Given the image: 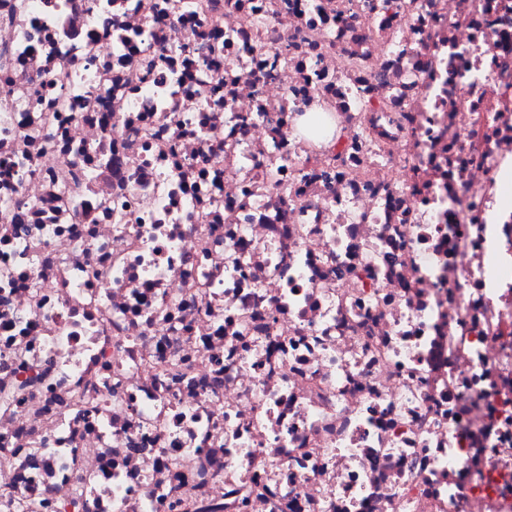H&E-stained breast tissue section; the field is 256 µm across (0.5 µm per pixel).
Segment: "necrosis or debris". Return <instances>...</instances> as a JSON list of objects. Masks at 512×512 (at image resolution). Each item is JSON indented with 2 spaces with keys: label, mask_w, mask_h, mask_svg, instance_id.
I'll list each match as a JSON object with an SVG mask.
<instances>
[{
  "label": "necrosis or debris",
  "mask_w": 512,
  "mask_h": 512,
  "mask_svg": "<svg viewBox=\"0 0 512 512\" xmlns=\"http://www.w3.org/2000/svg\"><path fill=\"white\" fill-rule=\"evenodd\" d=\"M507 171L512 0H0V512H512Z\"/></svg>",
  "instance_id": "4bbe7bcc"
}]
</instances>
